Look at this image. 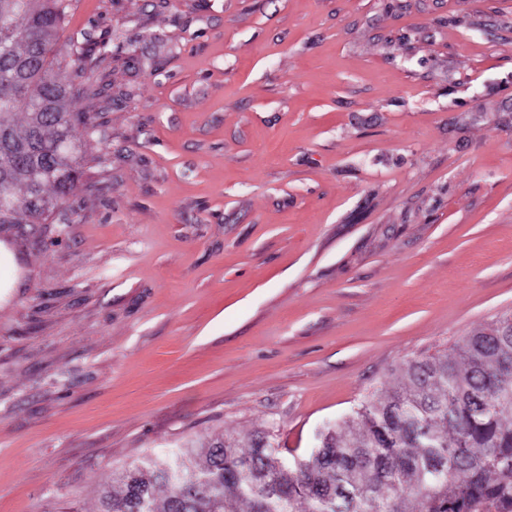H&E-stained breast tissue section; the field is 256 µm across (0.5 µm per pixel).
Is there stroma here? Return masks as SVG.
Instances as JSON below:
<instances>
[{"label":"stroma","mask_w":512,"mask_h":512,"mask_svg":"<svg viewBox=\"0 0 512 512\" xmlns=\"http://www.w3.org/2000/svg\"><path fill=\"white\" fill-rule=\"evenodd\" d=\"M107 30L67 207L0 228V512L308 456L512 314V0H72L57 48Z\"/></svg>","instance_id":"obj_1"}]
</instances>
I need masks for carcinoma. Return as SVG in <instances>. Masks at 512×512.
<instances>
[{
  "instance_id": "cac0c4a2",
  "label": "carcinoma",
  "mask_w": 512,
  "mask_h": 512,
  "mask_svg": "<svg viewBox=\"0 0 512 512\" xmlns=\"http://www.w3.org/2000/svg\"><path fill=\"white\" fill-rule=\"evenodd\" d=\"M69 0H0V225L40 224L65 203L112 82L86 76L108 57L55 50ZM101 100L91 115L73 99ZM512 315L443 358L412 359L402 379L321 434L305 459L258 432L112 475L100 512H465L512 494Z\"/></svg>"
}]
</instances>
